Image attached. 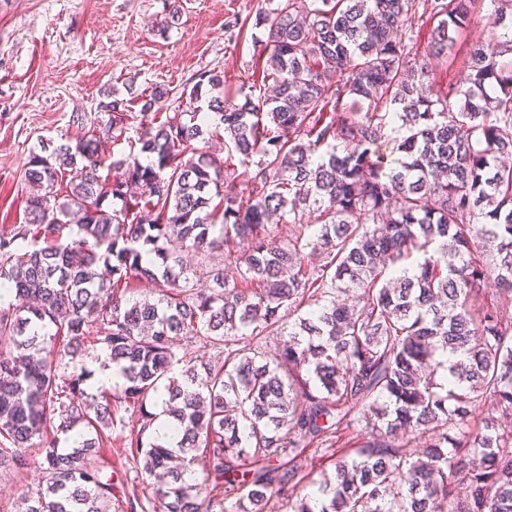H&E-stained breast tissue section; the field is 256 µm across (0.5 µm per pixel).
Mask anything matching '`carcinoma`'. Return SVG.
Listing matches in <instances>:
<instances>
[{"label": "carcinoma", "instance_id": "obj_1", "mask_svg": "<svg viewBox=\"0 0 512 512\" xmlns=\"http://www.w3.org/2000/svg\"><path fill=\"white\" fill-rule=\"evenodd\" d=\"M483 2L431 0L423 43L419 0H282L255 18L269 91L199 70L181 112L152 90L117 159L118 99L30 151L24 220L0 235V466L35 446L45 483L19 512H112L122 406L123 474L156 480L159 512L284 493L292 512H512V0L468 43V87L418 64L448 61ZM142 281L156 299L131 296ZM92 328L122 381L76 366ZM317 453L334 470L315 480Z\"/></svg>", "mask_w": 512, "mask_h": 512}]
</instances>
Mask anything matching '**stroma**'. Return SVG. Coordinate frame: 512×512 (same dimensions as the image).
Listing matches in <instances>:
<instances>
[{"label":"stroma","instance_id":"obj_1","mask_svg":"<svg viewBox=\"0 0 512 512\" xmlns=\"http://www.w3.org/2000/svg\"><path fill=\"white\" fill-rule=\"evenodd\" d=\"M278 0H0V231L24 218L30 150L76 136L75 112L107 98L139 111L154 86L155 106L175 112L199 69L224 74L234 91L261 77L257 13Z\"/></svg>","mask_w":512,"mask_h":512}]
</instances>
